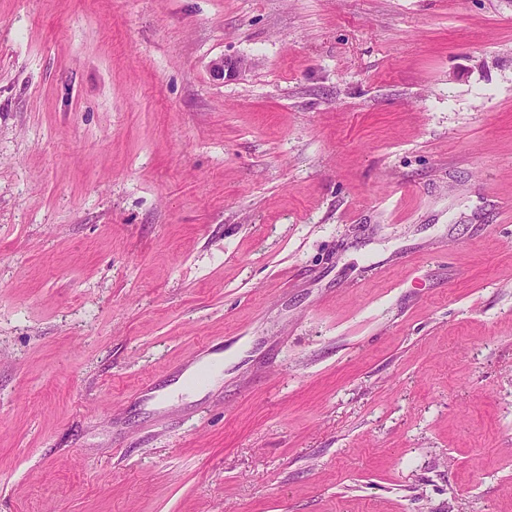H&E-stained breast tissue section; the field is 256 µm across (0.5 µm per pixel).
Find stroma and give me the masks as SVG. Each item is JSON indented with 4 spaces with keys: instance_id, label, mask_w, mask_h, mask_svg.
<instances>
[{
    "instance_id": "obj_1",
    "label": "stroma",
    "mask_w": 512,
    "mask_h": 512,
    "mask_svg": "<svg viewBox=\"0 0 512 512\" xmlns=\"http://www.w3.org/2000/svg\"><path fill=\"white\" fill-rule=\"evenodd\" d=\"M0 512H512V0H0Z\"/></svg>"
}]
</instances>
